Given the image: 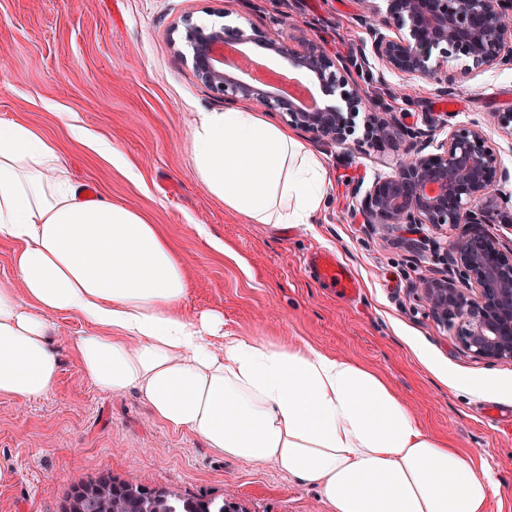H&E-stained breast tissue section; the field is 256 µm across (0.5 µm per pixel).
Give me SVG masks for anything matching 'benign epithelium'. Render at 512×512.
<instances>
[{
    "instance_id": "obj_1",
    "label": "benign epithelium",
    "mask_w": 512,
    "mask_h": 512,
    "mask_svg": "<svg viewBox=\"0 0 512 512\" xmlns=\"http://www.w3.org/2000/svg\"><path fill=\"white\" fill-rule=\"evenodd\" d=\"M386 11L372 6L362 15L364 46L387 72L407 80L438 84L446 93L457 75L496 66L512 67V0H386ZM185 42L197 77L229 108L249 102L279 113L288 124L323 145H344L354 134V118L364 115L369 142L389 147L391 171L366 191L356 188V207L366 229L413 234L418 226H447L452 234L443 250L446 270L424 277L412 288L421 292L434 317L460 324L458 342L476 357L512 361V244L489 225L493 210L512 206L499 187L512 182V169L487 133L495 126L512 137V111L492 112L467 124L424 128L402 122L394 112L370 101L352 78L358 58L330 56L291 16L278 28L254 26L204 28L185 16ZM260 43L290 68L312 75L324 99L312 108L224 72V44ZM454 61L460 71L448 70ZM448 129L436 139V129Z\"/></svg>"
}]
</instances>
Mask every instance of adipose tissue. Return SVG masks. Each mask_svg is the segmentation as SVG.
Returning <instances> with one entry per match:
<instances>
[{"instance_id": "adipose-tissue-1", "label": "adipose tissue", "mask_w": 512, "mask_h": 512, "mask_svg": "<svg viewBox=\"0 0 512 512\" xmlns=\"http://www.w3.org/2000/svg\"><path fill=\"white\" fill-rule=\"evenodd\" d=\"M197 180L253 224H310L323 157L249 108L198 113ZM0 239L19 243L21 291L0 285V399L47 395L60 370L51 316L93 326L75 342L84 376L138 389L156 417L244 464L318 488L330 512H486L497 488L422 429L377 373L303 344L228 336L191 319L182 260L137 209L86 198L53 140L0 122Z\"/></svg>"}]
</instances>
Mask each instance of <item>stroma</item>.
<instances>
[{"label":"stroma","mask_w":512,"mask_h":512,"mask_svg":"<svg viewBox=\"0 0 512 512\" xmlns=\"http://www.w3.org/2000/svg\"><path fill=\"white\" fill-rule=\"evenodd\" d=\"M363 0H0V120L16 117L54 139L76 184L142 211L184 264L187 316L218 312L224 332L268 342H307L377 371L419 424L479 461L498 486L486 512H512V426L485 417L512 410V362L479 359L431 316L410 285L441 266L432 252L352 219L354 188L386 173L388 149L316 146L327 163L326 204L314 223L251 224L226 212L198 182L189 139L196 113L220 110L186 62L175 22L247 23L264 30L292 14L333 55L364 36ZM405 123H450L512 110V68L494 67L450 96L391 73L360 76ZM458 99L457 111L444 109ZM126 159L116 166L92 141ZM332 251L361 283L350 299L305 269L313 250ZM60 353L56 387L25 403L0 400V512H63L71 486L102 475L150 487L231 497L243 512H329L316 488L270 466L224 458L196 435L160 422L137 389L112 394L83 375L73 344L89 324L50 319Z\"/></svg>","instance_id":"stroma-1"}]
</instances>
